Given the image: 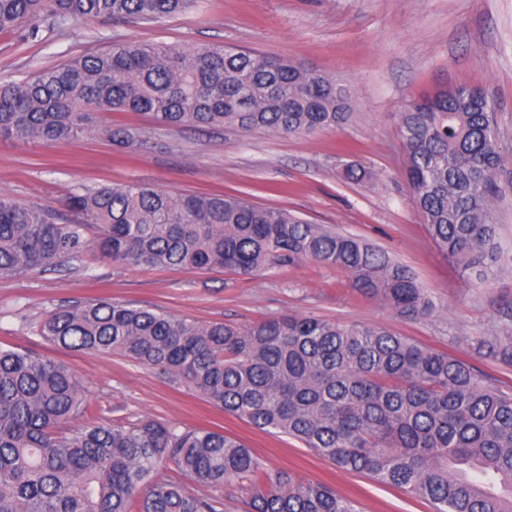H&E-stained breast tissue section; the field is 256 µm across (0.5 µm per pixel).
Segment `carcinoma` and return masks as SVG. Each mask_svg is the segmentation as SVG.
<instances>
[{"instance_id":"1","label":"carcinoma","mask_w":512,"mask_h":512,"mask_svg":"<svg viewBox=\"0 0 512 512\" xmlns=\"http://www.w3.org/2000/svg\"><path fill=\"white\" fill-rule=\"evenodd\" d=\"M196 2L0 0V32L34 39L68 20L158 22ZM349 100L332 78L276 58L127 40L0 84V139L59 143L96 132L135 142L136 133L101 123L110 112H138L170 129L310 134L343 124ZM399 131L412 203L438 250L482 282L512 273L498 224L504 157L495 101L456 84L414 100L399 113ZM343 176L377 174L349 163ZM66 207L75 219L0 194L1 279L75 269L92 247L126 267L241 275L311 260L345 271L362 295L402 318L439 310L388 253L284 209L139 183L77 186ZM39 335L157 369L224 412L293 438L343 471L399 487L434 512H512V392L387 327L313 315L235 327L97 300L50 311ZM472 347L512 365L511 330ZM167 462L203 486L248 480L252 512H360L324 484L271 474L221 431L93 421L68 366L0 349V512H220L219 499L160 476Z\"/></svg>"}]
</instances>
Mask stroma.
<instances>
[{
    "instance_id": "1",
    "label": "stroma",
    "mask_w": 512,
    "mask_h": 512,
    "mask_svg": "<svg viewBox=\"0 0 512 512\" xmlns=\"http://www.w3.org/2000/svg\"><path fill=\"white\" fill-rule=\"evenodd\" d=\"M124 40L226 44L280 57L349 88L350 117L336 129L288 136L230 127L171 130L135 112H115L105 122L138 131L133 145L98 134L53 145L0 140V193L60 212L79 185L138 182L175 193L239 195L384 249L412 270L440 310L402 319L355 291L344 271L310 260L243 276L225 269L125 268L92 250L85 273L0 279V347L71 367L88 390L91 419L221 430L249 446L269 472L324 483L353 498L360 512H433L400 488L340 471L298 441L252 427L158 370L117 354L56 346L39 335L38 324L56 307L92 299L238 327L314 315L391 328L512 387V367L471 349L472 338L512 328V274L476 283L448 265L411 204L398 128L399 112L420 95L457 83L482 86L499 107L505 172L498 213L503 234L512 238V0H198L188 13L159 22L69 21L28 40L0 33V81ZM347 163L372 168L376 180H345Z\"/></svg>"
}]
</instances>
